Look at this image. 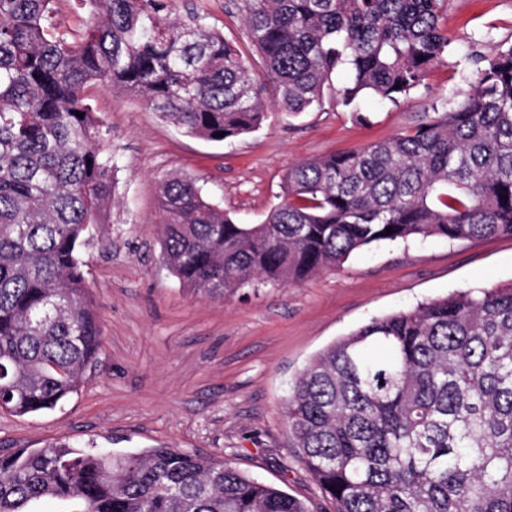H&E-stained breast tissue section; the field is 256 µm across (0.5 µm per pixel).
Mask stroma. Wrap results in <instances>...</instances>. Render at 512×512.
<instances>
[{"label":"stroma","mask_w":512,"mask_h":512,"mask_svg":"<svg viewBox=\"0 0 512 512\" xmlns=\"http://www.w3.org/2000/svg\"><path fill=\"white\" fill-rule=\"evenodd\" d=\"M166 3L170 18L194 14L223 32L262 73L239 0ZM442 24L447 56L399 103L366 95L357 109L344 107L336 91L349 71L341 67L321 107L268 113L257 131L232 141L191 136L138 97L89 85L87 101L111 131L104 149L115 162L112 207L82 252L100 362L55 409L0 414V445L39 448L62 438L116 455L167 446L217 456L305 501L310 512H333L288 436L290 383L314 354L372 319L455 291L512 284V236L381 242L300 284L210 301L190 295L163 263L159 183L171 174L197 180L237 222L260 223L279 203L289 166L391 136L419 123L434 101L468 90L479 59L512 45V0H448Z\"/></svg>","instance_id":"35a3bbf8"}]
</instances>
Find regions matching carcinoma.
Here are the masks:
<instances>
[{"mask_svg":"<svg viewBox=\"0 0 512 512\" xmlns=\"http://www.w3.org/2000/svg\"><path fill=\"white\" fill-rule=\"evenodd\" d=\"M52 2L0 0V411L15 416L77 393L102 347L80 252L112 204L113 162L88 85L227 141L262 126L268 84L274 106L300 114L346 66L343 104L365 93L397 104L449 45L447 0H245L261 78L223 34L170 19L166 0H83L76 38L50 31ZM159 210L165 266L208 299L297 285L376 242L512 236V46L417 125L289 167L260 224L178 175L160 183ZM284 416L335 512H512V286L370 321L312 357ZM42 498L82 512H308L174 448H1L0 512Z\"/></svg>","mask_w":512,"mask_h":512,"instance_id":"obj_1","label":"carcinoma"}]
</instances>
